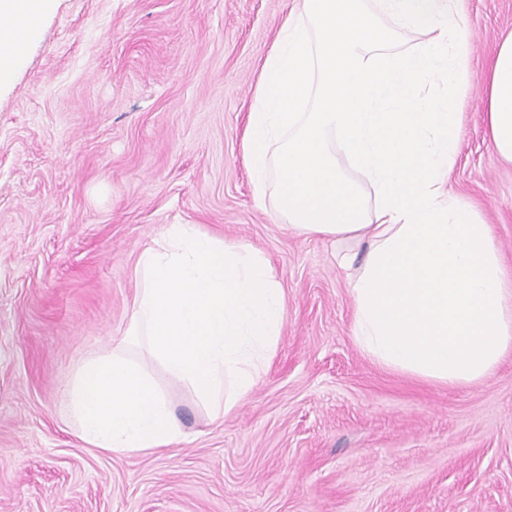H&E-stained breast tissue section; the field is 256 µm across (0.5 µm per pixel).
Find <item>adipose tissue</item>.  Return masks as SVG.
<instances>
[{"instance_id":"ef3b65f1","label":"adipose tissue","mask_w":512,"mask_h":512,"mask_svg":"<svg viewBox=\"0 0 512 512\" xmlns=\"http://www.w3.org/2000/svg\"><path fill=\"white\" fill-rule=\"evenodd\" d=\"M52 0H0L18 45ZM421 34L412 51L399 31ZM462 0H293L266 56L244 139L257 203L299 234L358 249L352 336L385 369L445 387L512 354V289L491 225L448 185L461 142L451 99L470 55ZM487 125L512 163V35L491 60Z\"/></svg>"}]
</instances>
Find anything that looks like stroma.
Segmentation results:
<instances>
[{"mask_svg": "<svg viewBox=\"0 0 512 512\" xmlns=\"http://www.w3.org/2000/svg\"><path fill=\"white\" fill-rule=\"evenodd\" d=\"M292 0H53L0 85V512H512V356L448 388L352 337L330 243L258 206L243 138ZM471 60L449 186L512 273V165L487 133L485 70L512 0H463ZM168 224L252 245L287 318L229 415L153 374L183 439L89 447L63 389L121 340L139 254Z\"/></svg>", "mask_w": 512, "mask_h": 512, "instance_id": "35a3bbf8", "label": "stroma"}]
</instances>
